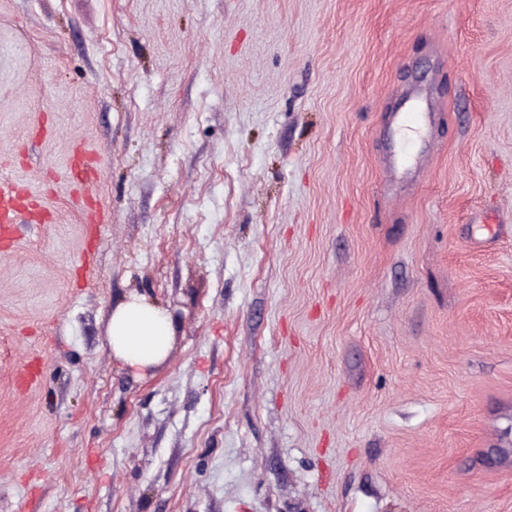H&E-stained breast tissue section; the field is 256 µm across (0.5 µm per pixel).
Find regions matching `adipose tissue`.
<instances>
[{
    "instance_id": "ef3b65f1",
    "label": "adipose tissue",
    "mask_w": 512,
    "mask_h": 512,
    "mask_svg": "<svg viewBox=\"0 0 512 512\" xmlns=\"http://www.w3.org/2000/svg\"><path fill=\"white\" fill-rule=\"evenodd\" d=\"M106 337L114 359L131 374L142 376L168 358L175 326L167 309L133 294L113 309Z\"/></svg>"
}]
</instances>
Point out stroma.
<instances>
[{"mask_svg":"<svg viewBox=\"0 0 512 512\" xmlns=\"http://www.w3.org/2000/svg\"><path fill=\"white\" fill-rule=\"evenodd\" d=\"M0 165V512H512V0H0ZM427 112L421 102H414L406 112H400L398 126L405 131L416 132L419 135L423 129L426 131L425 120ZM26 196L15 179L0 168V223L18 224L28 222L29 211ZM106 337L114 359L131 374L142 376L168 358L175 326L163 306L132 294L112 310Z\"/></svg>","mask_w":512,"mask_h":512,"instance_id":"1","label":"stroma"}]
</instances>
